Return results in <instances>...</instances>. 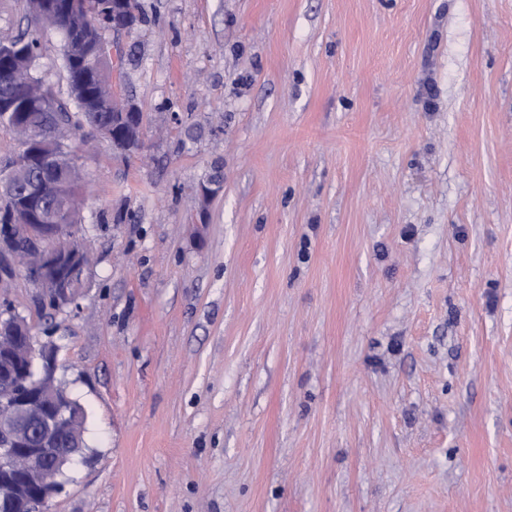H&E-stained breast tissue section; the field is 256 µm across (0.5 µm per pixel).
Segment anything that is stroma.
Masks as SVG:
<instances>
[{
    "instance_id": "obj_1",
    "label": "stroma",
    "mask_w": 512,
    "mask_h": 512,
    "mask_svg": "<svg viewBox=\"0 0 512 512\" xmlns=\"http://www.w3.org/2000/svg\"><path fill=\"white\" fill-rule=\"evenodd\" d=\"M140 2L76 304L0 272L87 413L45 512H512V0Z\"/></svg>"
}]
</instances>
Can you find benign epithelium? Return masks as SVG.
Wrapping results in <instances>:
<instances>
[{
	"label": "benign epithelium",
	"mask_w": 512,
	"mask_h": 512,
	"mask_svg": "<svg viewBox=\"0 0 512 512\" xmlns=\"http://www.w3.org/2000/svg\"><path fill=\"white\" fill-rule=\"evenodd\" d=\"M69 11L80 36L64 37L67 57L78 62L84 57L86 43L98 33L94 54L108 59L111 52L104 32L133 33L137 13L126 7V0H112V17L89 15L79 11V0H68ZM112 123H95L91 129L112 141L117 152L139 149L143 142V114L134 100H112ZM46 103L35 101L30 111L19 114L21 133L18 151L0 167V195L14 189L13 170L25 166L40 178L24 191L22 213L13 222L25 225L27 250L31 253L30 273L39 288L55 305L74 303L83 286L88 254L76 248L75 225L64 222L70 201L63 195L49 198L53 164H78L73 153L62 155L54 142L45 138L49 113ZM42 369H33L34 359ZM75 403L56 378L53 351L36 348L25 322L10 316L0 319V505L11 512H43L58 492V478L72 462L76 452L71 441L78 440L80 420Z\"/></svg>",
	"instance_id": "7a95c632"
}]
</instances>
